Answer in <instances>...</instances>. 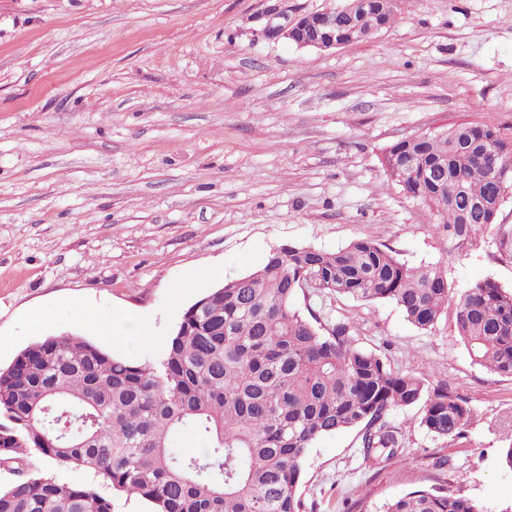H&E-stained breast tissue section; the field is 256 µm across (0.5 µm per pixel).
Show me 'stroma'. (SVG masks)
<instances>
[{
  "label": "stroma",
  "instance_id": "1",
  "mask_svg": "<svg viewBox=\"0 0 512 512\" xmlns=\"http://www.w3.org/2000/svg\"><path fill=\"white\" fill-rule=\"evenodd\" d=\"M341 0H0V369L37 338L74 333L117 359L162 357L184 312L271 248L368 238L436 265L450 297L512 290V186L496 223L455 247L386 174L384 149L479 122L512 143V0H396L376 37L331 50L264 39L268 10ZM394 370L447 384L475 418L447 440L396 411L403 454L364 463L357 434L318 440L305 512H380L447 487L486 512L512 504V378L475 363L446 309L429 330L391 302L299 297ZM125 309L144 334L83 328ZM47 316L39 334L20 319Z\"/></svg>",
  "mask_w": 512,
  "mask_h": 512
}]
</instances>
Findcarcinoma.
<instances>
[{"instance_id":"obj_1","label":"carcinoma","mask_w":512,"mask_h":512,"mask_svg":"<svg viewBox=\"0 0 512 512\" xmlns=\"http://www.w3.org/2000/svg\"><path fill=\"white\" fill-rule=\"evenodd\" d=\"M330 13L349 45L380 32L394 4L344 0ZM493 162L501 181L491 178ZM382 164L408 198L437 213L436 230L457 247L495 224L512 183V145L477 123L400 140ZM311 292L393 302L420 330L448 306L441 268L410 267L373 240L335 251L288 244L191 305L160 360H115L75 335L34 342L0 370V467L15 476L0 489V512H112L104 488L152 512H304L302 462L324 436L355 429L365 461H391L404 450L391 415L416 405L427 432L463 435L474 418L466 399L394 371L356 344L348 323L303 314L297 300ZM455 324L472 360L512 377V291L476 283L457 297ZM187 437L203 453L181 452ZM31 457L55 469L33 472ZM67 468L93 478L67 481L59 473ZM382 512L484 510L432 488Z\"/></svg>"}]
</instances>
